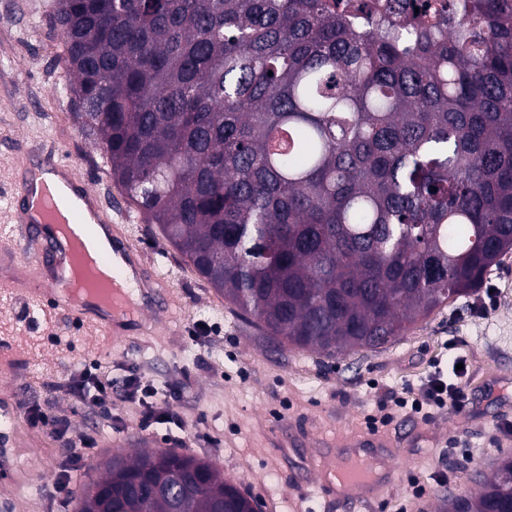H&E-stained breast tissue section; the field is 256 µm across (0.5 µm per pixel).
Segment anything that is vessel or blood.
I'll return each instance as SVG.
<instances>
[{"instance_id":"1","label":"vessel or blood","mask_w":512,"mask_h":512,"mask_svg":"<svg viewBox=\"0 0 512 512\" xmlns=\"http://www.w3.org/2000/svg\"><path fill=\"white\" fill-rule=\"evenodd\" d=\"M21 169L25 178L10 198L11 221L0 226V266L11 271L0 280V295L23 302L31 311L66 314L108 342L135 332L148 334L151 318L173 325L171 285L128 234L127 210L103 205L56 152H47L35 164L22 159ZM92 223L108 231L109 249L93 256L102 274L93 284L94 295L74 305L58 280L59 269L69 266L71 257L55 227L76 224L85 237ZM385 445L382 435L369 432L344 441L340 452L311 456L309 468L319 476L321 498L336 503L340 512H354L378 488L374 474L380 461L365 451Z\"/></svg>"}]
</instances>
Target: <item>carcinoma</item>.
Returning a JSON list of instances; mask_svg holds the SVG:
<instances>
[{
  "label": "carcinoma",
  "instance_id": "1",
  "mask_svg": "<svg viewBox=\"0 0 512 512\" xmlns=\"http://www.w3.org/2000/svg\"><path fill=\"white\" fill-rule=\"evenodd\" d=\"M112 182L280 348L377 351L512 254V0H61ZM443 512H512V459ZM76 512H260L112 455Z\"/></svg>",
  "mask_w": 512,
  "mask_h": 512
}]
</instances>
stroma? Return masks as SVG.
<instances>
[{"label": "stroma", "instance_id": "obj_1", "mask_svg": "<svg viewBox=\"0 0 512 512\" xmlns=\"http://www.w3.org/2000/svg\"><path fill=\"white\" fill-rule=\"evenodd\" d=\"M58 0H0V225L9 223L6 197L16 189L19 149L66 152L107 200L120 197L110 167L73 114L72 81L62 59L64 35L54 21ZM132 235L176 290L177 328H158L107 355L114 380L137 366L157 390L181 386L174 405L189 436L176 428L145 431L135 405L117 400L111 414H89L59 392L58 380L76 361L92 359L96 339L68 316L53 324L26 319L15 304L11 327L31 359L0 375V398L16 408V444L0 443V463L14 465L17 489L0 486V512H59L53 486L62 442L29 426L25 408L40 404L70 417L75 435L97 441L91 460L120 450L177 448L207 460L258 500L262 512H294L300 492L315 494L307 456L321 445L367 432L366 418L381 403L407 397L439 376L471 397L462 413L421 419L397 411L381 435L392 438L387 458L395 483L356 512H439L447 494L475 495L469 479L512 458V258L493 270L474 299H458L432 313L386 349L329 359L298 349L277 350L243 323L232 305L187 264L155 225L132 219ZM469 369H456L459 361ZM457 452H450V444ZM449 481H441V474Z\"/></svg>", "mask_w": 512, "mask_h": 512}]
</instances>
